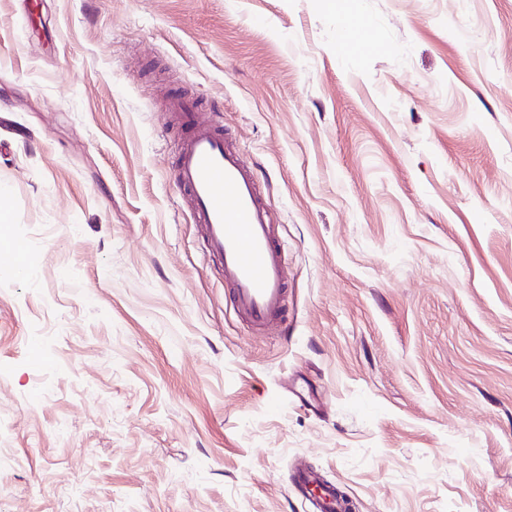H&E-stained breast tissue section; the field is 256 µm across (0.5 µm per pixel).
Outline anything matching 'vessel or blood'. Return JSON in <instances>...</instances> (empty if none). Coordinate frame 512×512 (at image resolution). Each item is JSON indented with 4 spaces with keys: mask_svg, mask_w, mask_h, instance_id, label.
<instances>
[{
    "mask_svg": "<svg viewBox=\"0 0 512 512\" xmlns=\"http://www.w3.org/2000/svg\"><path fill=\"white\" fill-rule=\"evenodd\" d=\"M165 110L183 133L177 181L232 292L236 314L254 331L281 325L287 275L257 178L225 138L215 112L178 93L168 95ZM295 484L318 491L323 512H335V492L316 474L298 473Z\"/></svg>",
    "mask_w": 512,
    "mask_h": 512,
    "instance_id": "obj_1",
    "label": "vessel or blood"
}]
</instances>
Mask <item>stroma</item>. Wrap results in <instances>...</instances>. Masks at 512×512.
Here are the masks:
<instances>
[{"label":"stroma","mask_w":512,"mask_h":512,"mask_svg":"<svg viewBox=\"0 0 512 512\" xmlns=\"http://www.w3.org/2000/svg\"><path fill=\"white\" fill-rule=\"evenodd\" d=\"M0 0V512H512V0ZM220 112L283 246L254 333L175 180ZM295 484L299 490L307 493L311 490H318L322 509L327 511L339 509L340 506L338 502H336V495L333 488L323 485L320 478L313 472L298 473Z\"/></svg>","instance_id":"1"}]
</instances>
